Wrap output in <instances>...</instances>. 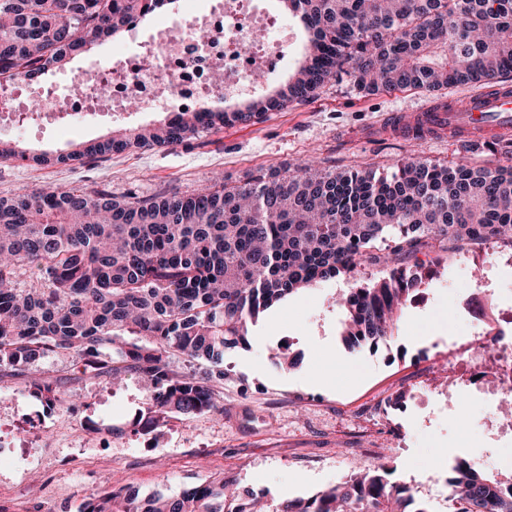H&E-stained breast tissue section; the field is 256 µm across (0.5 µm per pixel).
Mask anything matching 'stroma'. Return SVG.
<instances>
[{
    "label": "stroma",
    "instance_id": "35a3bbf8",
    "mask_svg": "<svg viewBox=\"0 0 512 512\" xmlns=\"http://www.w3.org/2000/svg\"><path fill=\"white\" fill-rule=\"evenodd\" d=\"M174 6L137 27L95 44L63 69L9 88L24 102L50 87L72 86L85 69L151 39L180 19ZM431 95L405 89L364 95L349 81H329L307 103L269 112L256 123L227 127L174 148L136 149L81 164L38 167L24 160H0V198L22 186L104 188L115 196L150 197L177 190L185 194L224 178L246 183L258 172L285 173L311 156L338 173L357 165L382 174L398 160L423 157L449 163L458 140L444 136L410 142L397 138L365 141L349 131L377 124L386 113L422 106ZM88 122L28 124L10 120L0 138L30 151L64 152L71 144L106 138L117 127L163 119L162 111L141 108L114 115L92 105ZM482 279H475V271ZM348 286L341 278L297 291L269 308L249 330V345L227 354L223 417L201 415L174 420L151 434L131 423L145 408L135 379L113 385L109 377L76 379L59 357L43 358L39 372L61 380L70 406L53 411L24 392L16 377L0 376V441L15 448L0 463V512H77L88 496L125 485L141 493L179 494L223 476L277 500L323 490L345 479L353 467L389 460L396 478L448 512L445 472L465 457L493 472L512 473V444L484 433L482 419L493 405L477 398L463 372H445L449 352L468 336L461 313L475 291L512 299V248L464 247L444 255L443 269L423 303L405 309L395 345L405 358L348 353L339 330L343 313L333 298ZM301 356L297 367L272 359L280 346ZM412 394L405 411L383 422L366 410L379 395ZM466 411L469 433H461L445 396Z\"/></svg>",
    "mask_w": 512,
    "mask_h": 512
}]
</instances>
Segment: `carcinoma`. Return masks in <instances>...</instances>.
Returning a JSON list of instances; mask_svg holds the SVG:
<instances>
[{
    "mask_svg": "<svg viewBox=\"0 0 512 512\" xmlns=\"http://www.w3.org/2000/svg\"><path fill=\"white\" fill-rule=\"evenodd\" d=\"M308 34L303 60L273 94L229 111L123 127L69 152L30 155L0 141V159L81 163L132 149L175 147L204 132L255 123L313 99L342 76L367 95L512 78V0H280ZM168 0H0V89L61 69ZM423 159L393 171L331 173L308 161L286 175L242 186L204 187L147 199L103 190L22 188L0 199V372L22 377L48 410L67 400L58 380L30 370L69 357L80 378L146 380V408L133 420L151 432L170 419L222 415L224 355L248 345L250 325L299 289L354 278L366 262L377 278L355 281L336 300L351 352L393 340L401 312L437 276L441 257L405 258L489 241L512 246V166ZM27 286L20 287L22 279ZM209 364L178 372L172 358ZM369 465L268 512H435ZM452 512H512V474L486 476L458 458L446 479ZM265 498L221 478L177 496L120 487L89 496L78 512H256Z\"/></svg>",
    "mask_w": 512,
    "mask_h": 512,
    "instance_id": "obj_1",
    "label": "carcinoma"
}]
</instances>
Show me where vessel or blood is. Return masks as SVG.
<instances>
[{
	"label": "vessel or blood",
	"mask_w": 512,
	"mask_h": 512,
	"mask_svg": "<svg viewBox=\"0 0 512 512\" xmlns=\"http://www.w3.org/2000/svg\"><path fill=\"white\" fill-rule=\"evenodd\" d=\"M447 134L481 144L512 135V84L492 79L480 91L461 98H439L414 111L389 113L365 132L372 140Z\"/></svg>",
	"instance_id": "vessel-or-blood-1"
}]
</instances>
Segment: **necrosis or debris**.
<instances>
[{"label":"necrosis or debris","mask_w":512,"mask_h":512,"mask_svg":"<svg viewBox=\"0 0 512 512\" xmlns=\"http://www.w3.org/2000/svg\"><path fill=\"white\" fill-rule=\"evenodd\" d=\"M245 2L225 0L205 12L188 11L185 22L166 30L164 39L125 55L118 66L84 74L67 94L44 93L32 122L61 116L67 124L80 123L89 105L88 90L102 85L112 104L135 98L168 112H201L218 98L252 90L256 70L275 73L286 59L288 29L280 27L271 42H257L255 30L270 20ZM456 361L469 369L470 383L482 399L512 403V309L468 336Z\"/></svg>","instance_id":"4bbe7bcc"}]
</instances>
